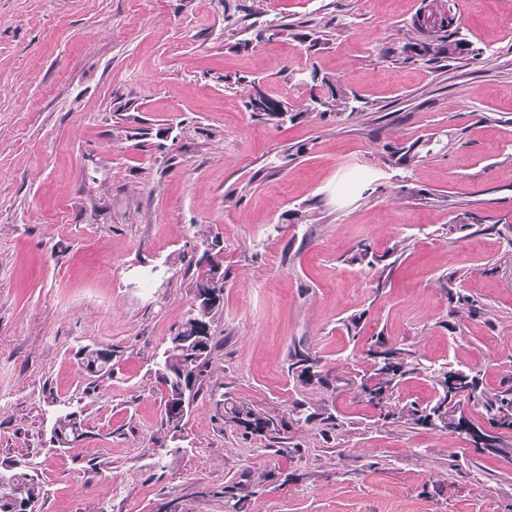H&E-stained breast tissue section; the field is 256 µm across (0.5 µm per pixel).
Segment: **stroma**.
<instances>
[{
    "label": "stroma",
    "mask_w": 512,
    "mask_h": 512,
    "mask_svg": "<svg viewBox=\"0 0 512 512\" xmlns=\"http://www.w3.org/2000/svg\"><path fill=\"white\" fill-rule=\"evenodd\" d=\"M451 3L470 50L432 60L409 50L423 0H0V470L45 485L37 512H224L228 488L243 512H512V456L381 421L359 389L379 340L512 382V0ZM310 69L358 112L314 110ZM205 231L223 314L175 429L155 369ZM297 349L327 385L289 372ZM223 395L276 438L225 422ZM80 423L77 421V413L75 411L68 412L58 419L54 428V438L59 445H68L72 441L70 438L78 437Z\"/></svg>",
    "instance_id": "35a3bbf8"
}]
</instances>
